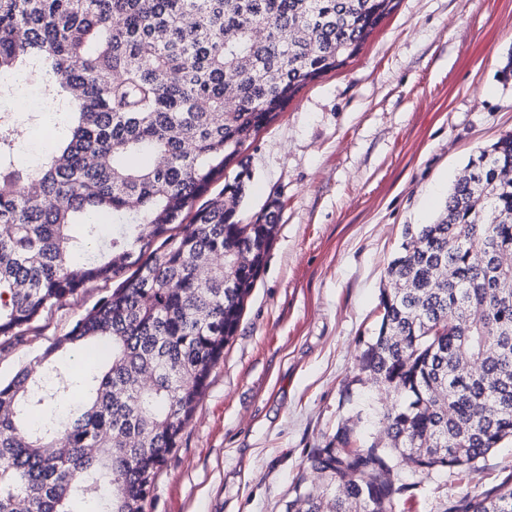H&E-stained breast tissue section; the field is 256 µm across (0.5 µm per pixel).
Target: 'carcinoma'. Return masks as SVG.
Wrapping results in <instances>:
<instances>
[{"instance_id":"obj_1","label":"carcinoma","mask_w":512,"mask_h":512,"mask_svg":"<svg viewBox=\"0 0 512 512\" xmlns=\"http://www.w3.org/2000/svg\"><path fill=\"white\" fill-rule=\"evenodd\" d=\"M396 5L0 0V76L48 83L41 108L68 118L33 168L0 116V349L115 284L35 357L75 350L79 372L0 383V512H145L278 233L276 199L240 219L243 152ZM384 281L351 381L390 394L380 430L337 426L285 512H396L399 459L423 480L512 440V133L469 158L433 223L406 226ZM454 512H512V478Z\"/></svg>"}]
</instances>
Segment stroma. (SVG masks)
<instances>
[{
	"label": "stroma",
	"mask_w": 512,
	"mask_h": 512,
	"mask_svg": "<svg viewBox=\"0 0 512 512\" xmlns=\"http://www.w3.org/2000/svg\"><path fill=\"white\" fill-rule=\"evenodd\" d=\"M512 0H399L347 64L309 83L245 153L241 209H282L236 336L211 370L146 512H283L310 449L339 419L379 408L343 386L376 326L380 288L405 226L430 224L477 148L512 132ZM112 288L97 282L45 311L0 350V380ZM512 478V442L462 474L405 475L400 512H449Z\"/></svg>",
	"instance_id": "stroma-1"
}]
</instances>
